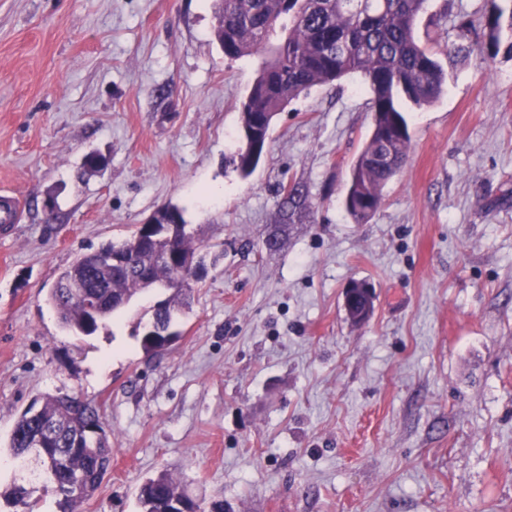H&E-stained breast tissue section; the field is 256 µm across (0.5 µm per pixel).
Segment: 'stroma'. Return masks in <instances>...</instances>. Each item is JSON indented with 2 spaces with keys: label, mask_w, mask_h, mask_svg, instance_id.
<instances>
[{
  "label": "stroma",
  "mask_w": 512,
  "mask_h": 512,
  "mask_svg": "<svg viewBox=\"0 0 512 512\" xmlns=\"http://www.w3.org/2000/svg\"><path fill=\"white\" fill-rule=\"evenodd\" d=\"M491 5L429 0L416 37L448 91L405 104L409 160L356 224L341 201L372 123L359 74L277 113L244 178L224 158L257 64L225 57L218 0H0V190L24 207L0 234V442L42 395L98 408L112 470L77 512H141L162 471L202 512H512V59L456 51L482 37L460 20ZM293 183L311 209L267 252ZM169 203L208 260L175 341L141 347L162 288L93 335L65 330L46 302L61 272ZM354 281L375 292L358 325ZM14 481L54 512L1 451Z\"/></svg>",
  "instance_id": "obj_1"
}]
</instances>
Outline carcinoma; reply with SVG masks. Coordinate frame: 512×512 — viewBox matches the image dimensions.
<instances>
[{"mask_svg": "<svg viewBox=\"0 0 512 512\" xmlns=\"http://www.w3.org/2000/svg\"><path fill=\"white\" fill-rule=\"evenodd\" d=\"M428 0H221L214 35L224 55L236 59L258 57L259 73L243 103L241 124L256 133L254 146L241 149L226 164L249 176L267 147L270 123L254 126L258 112L274 116L288 102L314 86L358 73L371 98L372 130L354 161L344 200L346 212L363 223L381 202L385 185L406 164L411 135L400 101L421 108L444 94L447 76L435 55L415 37L418 18ZM482 39L470 47H458L481 59L503 54L512 58V8L494 6L479 18ZM176 224L160 227V238L140 243L141 230L109 243L130 254L125 267L106 266L92 251L81 255L58 277L48 303L60 323L83 335L96 332L104 320L119 314L143 291L157 287L177 272L189 277L187 262L198 257L193 236L180 208L166 205ZM310 209L303 186L294 184L280 204V220L299 222ZM173 252L181 258V270L160 261ZM102 301V315L93 317L73 290ZM180 289L154 307L152 325L159 333L144 334L147 357L161 355L162 332L172 328L174 314L186 305ZM103 425L98 409L68 394H46L39 409L22 412L15 420L8 448L13 457L34 454L44 467L46 482L56 496L58 512H74L73 506L90 497L110 467L108 442L93 447L85 440L86 429ZM31 491L13 482L3 492L7 504L29 506ZM184 491L162 471L139 488L143 512H164L166 503L180 499Z\"/></svg>", "mask_w": 512, "mask_h": 512, "instance_id": "obj_1", "label": "carcinoma"}]
</instances>
